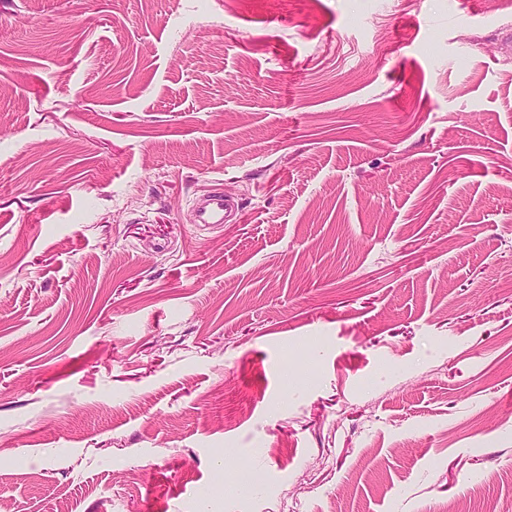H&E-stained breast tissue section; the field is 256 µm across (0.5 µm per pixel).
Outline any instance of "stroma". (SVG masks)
I'll return each mask as SVG.
<instances>
[{
    "label": "stroma",
    "mask_w": 512,
    "mask_h": 512,
    "mask_svg": "<svg viewBox=\"0 0 512 512\" xmlns=\"http://www.w3.org/2000/svg\"><path fill=\"white\" fill-rule=\"evenodd\" d=\"M0 502L512 512V0H0ZM234 208V202L224 194H212L204 200L194 201L191 208L192 223L202 228L224 224V220Z\"/></svg>",
    "instance_id": "35a3bbf8"
}]
</instances>
